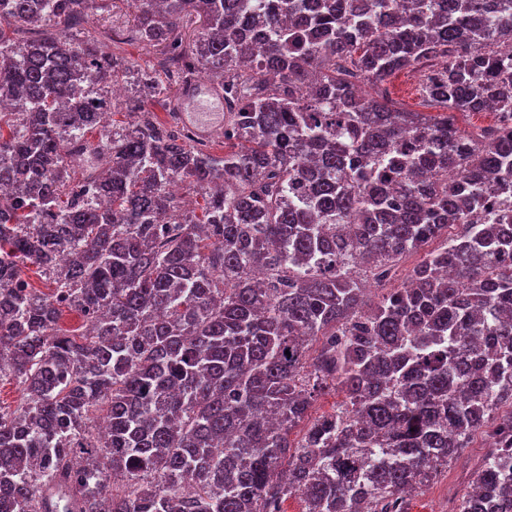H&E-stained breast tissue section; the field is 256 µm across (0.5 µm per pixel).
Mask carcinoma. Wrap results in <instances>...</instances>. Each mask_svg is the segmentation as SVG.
Returning a JSON list of instances; mask_svg holds the SVG:
<instances>
[{"label": "carcinoma", "instance_id": "1", "mask_svg": "<svg viewBox=\"0 0 512 512\" xmlns=\"http://www.w3.org/2000/svg\"><path fill=\"white\" fill-rule=\"evenodd\" d=\"M125 2L158 76L219 78L224 154L155 121L150 76L74 180L64 138L135 62L73 39L94 0H0V512H407L477 434L456 512H512V126L456 121L512 116V0ZM407 68L440 112L389 98ZM419 252L363 310L359 269ZM23 401L22 388L18 382L11 378L0 381V406L5 411L16 409Z\"/></svg>", "mask_w": 512, "mask_h": 512}]
</instances>
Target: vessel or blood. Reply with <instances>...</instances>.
<instances>
[{
  "label": "vessel or blood",
  "mask_w": 512,
  "mask_h": 512,
  "mask_svg": "<svg viewBox=\"0 0 512 512\" xmlns=\"http://www.w3.org/2000/svg\"><path fill=\"white\" fill-rule=\"evenodd\" d=\"M185 118L196 129L198 140L207 141L224 131V92L206 80L190 83L181 93Z\"/></svg>",
  "instance_id": "vessel-or-blood-1"
}]
</instances>
